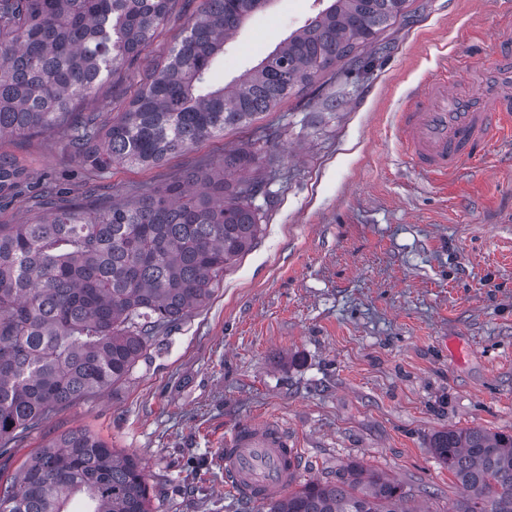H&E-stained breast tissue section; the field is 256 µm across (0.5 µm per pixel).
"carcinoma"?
Returning a JSON list of instances; mask_svg holds the SVG:
<instances>
[{
    "label": "carcinoma",
    "instance_id": "1",
    "mask_svg": "<svg viewBox=\"0 0 512 512\" xmlns=\"http://www.w3.org/2000/svg\"><path fill=\"white\" fill-rule=\"evenodd\" d=\"M271 0H203L182 40L125 108L103 123L75 102L134 65L178 0H0V139L63 134L90 176L92 204L38 195L24 224H0V457L58 410L129 375L163 328L204 305L261 232L262 180L234 175L256 154L224 155L165 187L110 203L112 165L156 167L273 111L372 47L408 0H331L231 86L224 45ZM26 169L0 154V199L26 194ZM433 455L465 491L448 512H512V434L448 428ZM150 512L144 469L85 429L46 445L0 488V512ZM408 493L349 463L269 512H412Z\"/></svg>",
    "mask_w": 512,
    "mask_h": 512
}]
</instances>
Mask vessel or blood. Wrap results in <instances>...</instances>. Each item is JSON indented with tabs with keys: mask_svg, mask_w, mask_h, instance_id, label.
I'll use <instances>...</instances> for the list:
<instances>
[{
	"mask_svg": "<svg viewBox=\"0 0 512 512\" xmlns=\"http://www.w3.org/2000/svg\"><path fill=\"white\" fill-rule=\"evenodd\" d=\"M504 46L475 79L454 76L414 90L397 114V127L414 166L445 176L463 160L485 153L496 125L512 123V13L501 27ZM217 462L239 498L252 503L280 499L299 467L297 449L278 425L250 424L226 437Z\"/></svg>",
	"mask_w": 512,
	"mask_h": 512,
	"instance_id": "b4317fda",
	"label": "vessel or blood"
}]
</instances>
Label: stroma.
I'll return each mask as SVG.
<instances>
[{"label": "stroma", "instance_id": "stroma-1", "mask_svg": "<svg viewBox=\"0 0 512 512\" xmlns=\"http://www.w3.org/2000/svg\"><path fill=\"white\" fill-rule=\"evenodd\" d=\"M202 0H180L135 69L83 103L109 120L182 37ZM322 0H272L224 52L232 83L315 16ZM502 0H410L364 73L336 66L250 124L151 168L113 165L114 196L163 185L252 150L265 182L262 231L210 301L155 336L125 381L59 410L0 461L9 479L36 450L91 431L147 475L151 512H261L224 486V438L272 421L300 451L296 484L357 462L446 512L463 489L429 449L445 428L512 434V139L445 178L415 169L396 114L445 62L497 56ZM30 195L0 201V224L34 210L53 179L86 197L88 173L54 132L7 140Z\"/></svg>", "mask_w": 512, "mask_h": 512}]
</instances>
